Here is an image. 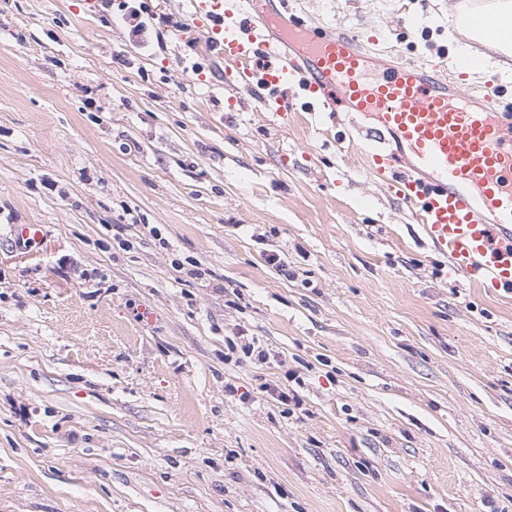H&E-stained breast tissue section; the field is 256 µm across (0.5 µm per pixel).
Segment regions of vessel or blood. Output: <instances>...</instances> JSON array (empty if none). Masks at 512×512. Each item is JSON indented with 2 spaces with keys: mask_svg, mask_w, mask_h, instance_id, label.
Instances as JSON below:
<instances>
[{
  "mask_svg": "<svg viewBox=\"0 0 512 512\" xmlns=\"http://www.w3.org/2000/svg\"><path fill=\"white\" fill-rule=\"evenodd\" d=\"M278 18L272 0H192L189 29L272 111L295 85L308 106L369 118V167L397 182L449 275L512 296V107L501 93L461 89L425 63L375 67L346 34L296 14L277 29Z\"/></svg>",
  "mask_w": 512,
  "mask_h": 512,
  "instance_id": "1",
  "label": "vessel or blood"
}]
</instances>
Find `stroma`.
<instances>
[{
  "label": "stroma",
  "instance_id": "35a3bbf8",
  "mask_svg": "<svg viewBox=\"0 0 512 512\" xmlns=\"http://www.w3.org/2000/svg\"><path fill=\"white\" fill-rule=\"evenodd\" d=\"M474 2L297 7L473 52L460 86L512 100V57L449 29ZM144 3L139 42L97 0H0V512H512V297L447 278L346 113L272 115L182 38L190 0ZM242 332L266 362L225 360Z\"/></svg>",
  "mask_w": 512,
  "mask_h": 512
}]
</instances>
